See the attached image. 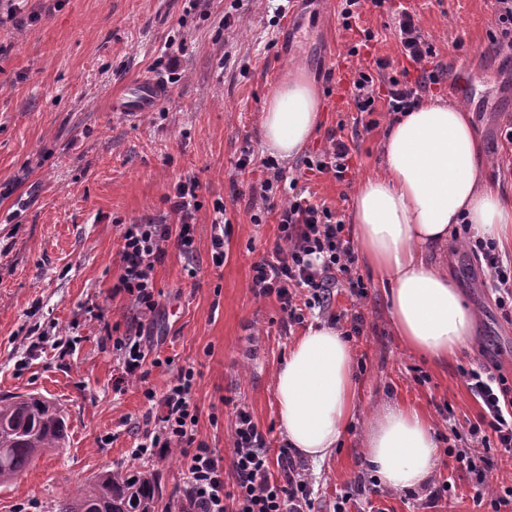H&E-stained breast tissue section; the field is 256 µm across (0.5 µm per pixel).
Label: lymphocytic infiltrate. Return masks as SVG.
Listing matches in <instances>:
<instances>
[{
    "label": "lymphocytic infiltrate",
    "mask_w": 512,
    "mask_h": 512,
    "mask_svg": "<svg viewBox=\"0 0 512 512\" xmlns=\"http://www.w3.org/2000/svg\"><path fill=\"white\" fill-rule=\"evenodd\" d=\"M393 35L402 56L417 73L415 79L388 75V61L360 63L354 70L348 93L357 111L372 112L384 102L389 112H410L420 107L422 96L443 79L441 70L430 68L436 54L424 34L417 15L406 6L391 12ZM385 93H378V86ZM274 178L261 182L255 196L251 220L262 223L266 214L276 216L278 241L270 258L253 268L251 287L255 295L276 297L284 322L304 323L313 310H327L338 281H345L356 298L367 297L361 277L355 276L354 242L350 231L335 212L301 193L285 194L282 174L273 159H263ZM306 170L329 174L345 181L351 169V148L341 133L331 132L328 147L304 160ZM200 184L186 178L175 187L171 211L175 223L123 225L119 259L123 272L116 292L127 294L141 318L150 317L159 306L156 297L155 265L164 258L168 245L192 255L195 244ZM469 246L487 272L486 285L499 304L512 302V258L502 255L495 242L475 238ZM462 376L480 405L476 423L469 427L471 443L457 452L456 460L484 480L492 465L490 451L512 455V381L487 369H466ZM193 368L182 369L178 378L160 397L163 412L147 428L134 454L153 459L180 450L186 460L185 503L181 512H313L311 482L291 454L281 448L269 457L267 442L250 412L236 406L229 457L215 454L198 442L195 427L198 408L192 399Z\"/></svg>",
    "instance_id": "f902f5d3"
}]
</instances>
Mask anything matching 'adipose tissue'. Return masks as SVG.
Segmentation results:
<instances>
[{"label":"adipose tissue","mask_w":512,"mask_h":512,"mask_svg":"<svg viewBox=\"0 0 512 512\" xmlns=\"http://www.w3.org/2000/svg\"><path fill=\"white\" fill-rule=\"evenodd\" d=\"M263 146L293 159L320 124L318 88L293 68L263 104ZM381 173L359 185L350 222L357 249L391 303V322L410 351L436 364L467 348L475 315L431 250L456 225L512 244V197L488 182L480 145L462 106L429 101L399 117L382 142ZM353 348L336 328L309 326L274 377L279 428L290 447L315 463L333 454L357 412ZM363 458L378 481L413 491L430 480L439 443L417 410L388 405L374 413Z\"/></svg>","instance_id":"adipose-tissue-1"}]
</instances>
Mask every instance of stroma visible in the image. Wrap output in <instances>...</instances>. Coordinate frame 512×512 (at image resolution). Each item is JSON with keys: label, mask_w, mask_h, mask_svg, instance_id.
Here are the masks:
<instances>
[{"label": "stroma", "mask_w": 512, "mask_h": 512, "mask_svg": "<svg viewBox=\"0 0 512 512\" xmlns=\"http://www.w3.org/2000/svg\"><path fill=\"white\" fill-rule=\"evenodd\" d=\"M412 7L436 48L432 64L444 80L430 100L464 105L487 161L486 174L512 193V146L500 129L512 118V64L484 55L494 18L493 0H402ZM230 0H24L19 25L0 28V396L41 393L65 410L64 447L49 450L25 472L0 485V512H56L74 487L99 475L135 469L153 475L155 512H178L185 485L180 453L146 462L133 456L157 402L181 367L193 366L198 408L196 438L228 457L235 416L246 405L266 435L271 453L287 439L278 426L273 379L306 325L341 315V329L362 314L363 334L351 341L359 410L336 454L308 468L314 512H333L337 494H350L352 512H487L474 506L476 480L454 457L435 468L426 489L375 496L362 479V441L370 415L387 403L424 414L436 434L465 449L480 406L462 368L498 367L512 379V310L500 308L485 286L478 261L463 246L442 252L441 265L476 315L468 350L434 365L406 349L395 335L389 302L364 265L356 271L368 289L363 299L339 283L328 313L306 325L284 327L275 298L256 296L253 266L270 256L277 239L275 215L251 221V188L268 172H237L242 151L263 158L261 110L288 68H304L322 96L320 127L303 156L282 162L315 201L350 216L361 181L381 168V141L394 116L385 107L358 114L332 89L358 58L405 61L389 27L390 15L364 7L344 29L337 5L295 0L278 26H270L268 0H241L235 27L224 25ZM374 32L365 40V32ZM228 64H221L222 56ZM178 57L177 82L168 59ZM155 77L165 94L151 112H117L111 100L134 78ZM344 124L352 167L348 183L311 175L304 155L324 149L328 131ZM197 177L202 208L195 251L175 246L155 268L162 295L152 322L140 324L126 294L113 293L122 273L120 227L147 220L173 222L176 184ZM225 202L233 231L222 267L211 261V221ZM197 268L188 278L186 265ZM103 309L104 322L86 318ZM144 327L150 356L166 358L145 379L119 385L121 368L111 336ZM76 339L61 350L58 339ZM451 408L450 418L440 415ZM456 497L429 504L444 478Z\"/></svg>", "instance_id": "stroma-1"}]
</instances>
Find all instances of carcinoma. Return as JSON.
<instances>
[{
  "mask_svg": "<svg viewBox=\"0 0 512 512\" xmlns=\"http://www.w3.org/2000/svg\"><path fill=\"white\" fill-rule=\"evenodd\" d=\"M66 438L64 409L40 394L0 397V483L24 472ZM154 478L135 469L107 472L57 504L56 512H154Z\"/></svg>",
  "mask_w": 512,
  "mask_h": 512,
  "instance_id": "carcinoma-1",
  "label": "carcinoma"
}]
</instances>
